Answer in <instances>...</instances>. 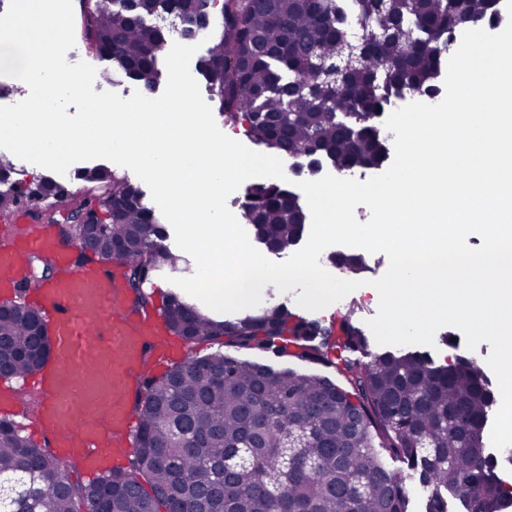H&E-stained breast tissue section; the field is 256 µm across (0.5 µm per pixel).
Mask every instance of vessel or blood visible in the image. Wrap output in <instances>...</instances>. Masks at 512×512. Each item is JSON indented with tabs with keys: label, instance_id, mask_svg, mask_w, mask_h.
<instances>
[{
	"label": "vessel or blood",
	"instance_id": "obj_1",
	"mask_svg": "<svg viewBox=\"0 0 512 512\" xmlns=\"http://www.w3.org/2000/svg\"><path fill=\"white\" fill-rule=\"evenodd\" d=\"M72 251L51 226L27 228L0 249V293L25 294L49 323L53 364L34 375L42 400L33 417L55 447L81 450L87 473L95 476L112 463L108 433L136 425L134 384L146 375L144 352L162 324L131 315L115 268H72ZM33 254L54 257L60 269L54 281L27 282Z\"/></svg>",
	"mask_w": 512,
	"mask_h": 512
}]
</instances>
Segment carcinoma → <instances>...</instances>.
Returning a JSON list of instances; mask_svg holds the SVG:
<instances>
[{
	"label": "carcinoma",
	"mask_w": 512,
	"mask_h": 512,
	"mask_svg": "<svg viewBox=\"0 0 512 512\" xmlns=\"http://www.w3.org/2000/svg\"><path fill=\"white\" fill-rule=\"evenodd\" d=\"M89 48L146 91L162 76L168 33L151 23L160 12L183 19L194 38L211 24L213 0H80ZM220 30L196 63L217 99L224 123L282 159L328 157L339 170L383 165L389 146L373 118L391 98L431 96L442 73L448 33L493 23L488 0H222ZM13 167L0 159V216L16 204ZM89 196L67 211L45 213L59 235L78 239L81 209H95L105 230L98 258L125 245L124 287L135 291L136 314L150 306L144 285L178 269L174 251L141 188L103 166L76 170ZM244 218L270 251L297 245L309 214L274 182L248 189ZM348 274L359 254H331ZM0 317V357L9 375L44 367L37 324L42 314L12 302ZM166 328L190 344L217 342L296 355L336 368L340 385L227 356L190 357L156 378L134 409L138 421L131 469L89 484L83 468L35 445L17 423L0 417V480L23 479L0 512H505L512 492L499 461L486 452L494 405L483 369L473 360L435 362L406 349L369 350L352 312L325 325L280 304L217 320L178 292L161 310ZM361 353L364 362L351 357ZM400 463L386 469L381 456Z\"/></svg>",
	"instance_id": "1"
}]
</instances>
